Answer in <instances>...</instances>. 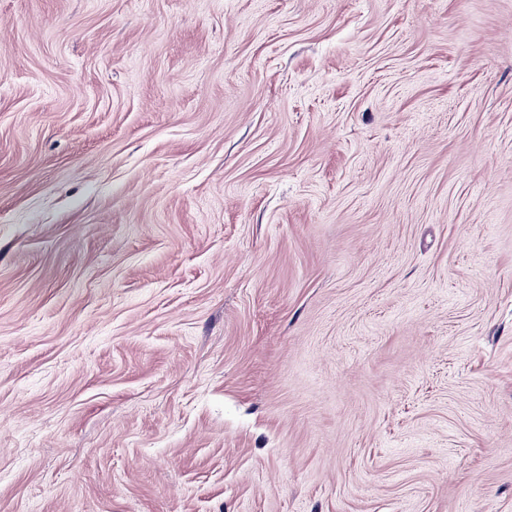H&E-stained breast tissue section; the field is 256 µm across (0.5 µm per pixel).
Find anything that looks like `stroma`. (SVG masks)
<instances>
[{"instance_id":"obj_1","label":"stroma","mask_w":512,"mask_h":512,"mask_svg":"<svg viewBox=\"0 0 512 512\" xmlns=\"http://www.w3.org/2000/svg\"><path fill=\"white\" fill-rule=\"evenodd\" d=\"M0 512H512V0H0Z\"/></svg>"}]
</instances>
